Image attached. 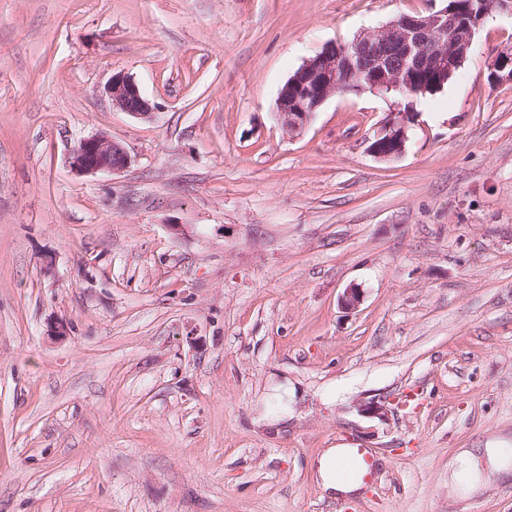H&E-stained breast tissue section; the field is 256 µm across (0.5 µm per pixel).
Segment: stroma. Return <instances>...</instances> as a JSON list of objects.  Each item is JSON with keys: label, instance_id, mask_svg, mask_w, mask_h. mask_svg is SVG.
<instances>
[{"label": "stroma", "instance_id": "35a3bbf8", "mask_svg": "<svg viewBox=\"0 0 512 512\" xmlns=\"http://www.w3.org/2000/svg\"><path fill=\"white\" fill-rule=\"evenodd\" d=\"M442 6L0 0V512H512L448 467L512 448V15L436 93L276 113L323 47ZM101 132L129 166L76 173ZM337 447L379 461L358 496L321 486ZM112 107L138 119H151L154 107L142 94L139 85L130 77L116 74L105 86ZM410 119L412 113L409 112L391 113L390 118L369 141L368 151L383 161L399 158L405 150Z\"/></svg>", "mask_w": 512, "mask_h": 512}]
</instances>
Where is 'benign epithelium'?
<instances>
[{
	"label": "benign epithelium",
	"mask_w": 512,
	"mask_h": 512,
	"mask_svg": "<svg viewBox=\"0 0 512 512\" xmlns=\"http://www.w3.org/2000/svg\"><path fill=\"white\" fill-rule=\"evenodd\" d=\"M512 15V0H447L426 15L405 14L347 44H331L309 58L279 91L277 117L297 133L330 97L348 91L425 95L443 86L468 58L476 31L492 13ZM512 82V45L502 47L494 61ZM112 107L138 119H150L154 107L130 77L116 74L105 86ZM410 112L390 114L369 141L368 151L391 161L405 150ZM79 174L115 173L130 164L125 147L108 134L81 140L70 156Z\"/></svg>",
	"instance_id": "benign-epithelium-1"
}]
</instances>
